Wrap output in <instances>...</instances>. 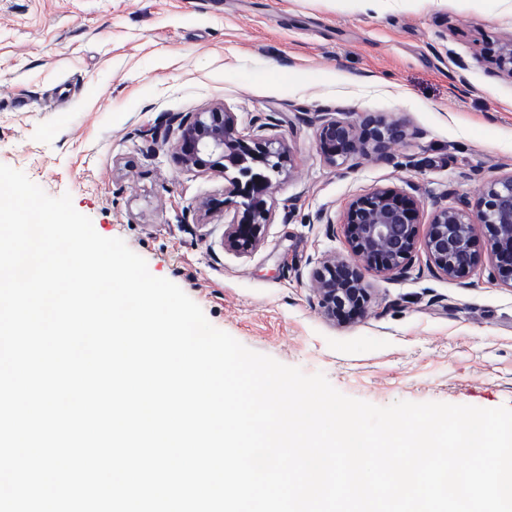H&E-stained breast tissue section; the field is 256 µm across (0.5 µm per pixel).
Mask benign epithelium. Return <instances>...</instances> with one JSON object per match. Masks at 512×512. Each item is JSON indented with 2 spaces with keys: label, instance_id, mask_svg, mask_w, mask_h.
I'll return each instance as SVG.
<instances>
[{
  "label": "benign epithelium",
  "instance_id": "7a95c632",
  "mask_svg": "<svg viewBox=\"0 0 512 512\" xmlns=\"http://www.w3.org/2000/svg\"><path fill=\"white\" fill-rule=\"evenodd\" d=\"M492 63L512 79V34L505 36ZM177 124L171 150L188 170H212L235 176L224 187V200L204 199L196 204L206 220L224 210L222 245L239 256L251 254L272 223L276 177L291 173L292 152L279 138L244 136L235 113L215 104L190 116L171 118ZM411 136L407 124L363 113L355 120L333 112L315 118L316 147L326 164L343 167L358 159L391 163L392 149ZM418 207L414 196L379 188L354 199L347 209L346 226L353 259L325 254L313 271V290L324 313L366 316L371 294L366 273L400 275L407 272L418 244L433 269L449 279L463 277L478 267L476 228L486 229V250L494 261L493 275L512 286V173L489 180L477 201L439 205L424 241L418 239Z\"/></svg>",
  "mask_w": 512,
  "mask_h": 512
}]
</instances>
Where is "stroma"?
Listing matches in <instances>:
<instances>
[{
    "mask_svg": "<svg viewBox=\"0 0 512 512\" xmlns=\"http://www.w3.org/2000/svg\"><path fill=\"white\" fill-rule=\"evenodd\" d=\"M510 32L512 0H0V164L70 194L214 327L346 396L512 407V287L490 261L451 280L417 250L402 277L368 274L369 315L340 323L312 291L318 258L351 254L356 197L412 193L423 232L436 204L512 172V80L482 59ZM214 103L294 154L245 257L224 250L221 215L197 219L222 174L144 135ZM325 106L403 120L397 165H327L309 121Z\"/></svg>",
    "mask_w": 512,
    "mask_h": 512,
    "instance_id": "35a3bbf8",
    "label": "stroma"
}]
</instances>
